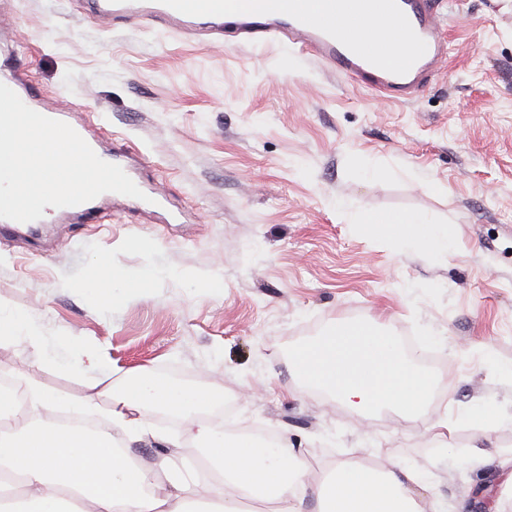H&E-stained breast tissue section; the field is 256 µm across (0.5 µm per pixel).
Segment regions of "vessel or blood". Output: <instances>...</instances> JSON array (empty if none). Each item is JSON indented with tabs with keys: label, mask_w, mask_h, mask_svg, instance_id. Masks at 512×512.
Instances as JSON below:
<instances>
[{
	"label": "vessel or blood",
	"mask_w": 512,
	"mask_h": 512,
	"mask_svg": "<svg viewBox=\"0 0 512 512\" xmlns=\"http://www.w3.org/2000/svg\"><path fill=\"white\" fill-rule=\"evenodd\" d=\"M435 0H87L97 19L119 15L147 20L183 35L220 42L225 27L244 41L285 39L323 65L354 78L384 97L407 102L429 84L448 56ZM389 25L375 40L364 32L371 20ZM77 133L102 160L130 170L127 152L105 151L93 124Z\"/></svg>",
	"instance_id": "b4317fda"
}]
</instances>
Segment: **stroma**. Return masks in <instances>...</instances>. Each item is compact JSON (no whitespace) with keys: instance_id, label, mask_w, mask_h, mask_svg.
<instances>
[{"instance_id":"1","label":"stroma","mask_w":512,"mask_h":512,"mask_svg":"<svg viewBox=\"0 0 512 512\" xmlns=\"http://www.w3.org/2000/svg\"><path fill=\"white\" fill-rule=\"evenodd\" d=\"M448 58L409 102L322 68L287 43L217 45L148 22L89 18L82 0H6L0 44L23 48L33 94L105 127L169 202L147 210L104 200L95 218L55 214L39 234L0 236V304L26 311L56 341L61 367L19 342L0 373L28 369L73 397L89 379L64 370L84 349L114 387L147 369L231 397L206 413L234 432L267 430L301 456L312 485L337 463L403 465L428 477L433 512H502L512 504L496 462L471 446L512 448V425L476 429L478 405L512 414V0H444ZM362 215L420 212L448 252L375 236ZM109 260L170 277L101 308L86 283ZM220 269L223 288L197 287ZM378 320L434 368L425 413H353L295 376L287 346L322 327ZM447 419L435 441L430 424ZM134 444L156 468L183 425L151 421Z\"/></svg>"}]
</instances>
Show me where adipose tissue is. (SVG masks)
Masks as SVG:
<instances>
[{
    "label": "adipose tissue",
    "mask_w": 512,
    "mask_h": 512,
    "mask_svg": "<svg viewBox=\"0 0 512 512\" xmlns=\"http://www.w3.org/2000/svg\"><path fill=\"white\" fill-rule=\"evenodd\" d=\"M379 236L395 235L408 245L447 251V234L422 214L387 219L365 217ZM155 268L131 279L111 262H99L89 286L96 298L111 303L116 293L132 295L154 279ZM17 385L0 390V512H239L242 494L266 499L275 512H304L309 475L304 461L288 446L268 447L252 437L227 438L223 430L201 420L214 403L206 391L167 382L141 371L119 390L110 391V428L86 431L43 420L39 411L53 407L76 414L94 413L95 394L81 400L48 392L29 372L16 374ZM178 416L184 433L203 450L216 478L165 457L156 472L139 467L127 444L151 434V412ZM419 474L391 467L333 469L316 494L318 512H427L412 488Z\"/></svg>",
    "instance_id": "obj_1"
}]
</instances>
